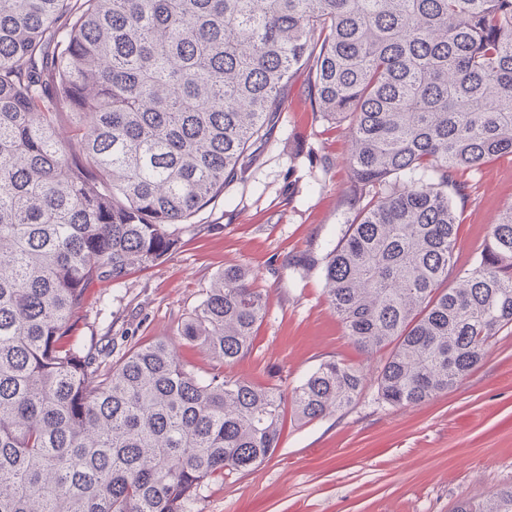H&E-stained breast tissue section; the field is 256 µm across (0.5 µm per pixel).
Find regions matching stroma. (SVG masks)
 <instances>
[{
    "instance_id": "1",
    "label": "stroma",
    "mask_w": 512,
    "mask_h": 512,
    "mask_svg": "<svg viewBox=\"0 0 512 512\" xmlns=\"http://www.w3.org/2000/svg\"><path fill=\"white\" fill-rule=\"evenodd\" d=\"M271 140L255 147L242 179L199 211L180 247L122 282L89 289L80 335L112 340V357L162 338L200 375L214 362L180 337L188 313L224 268L242 266L265 302L251 350L226 375L298 385L335 359L360 370L359 398L310 422L286 412L273 455L250 471L209 482L193 512H455L512 485V326L447 393L391 406L375 374L387 351L361 353L325 294L316 261L351 216L347 122L314 111L307 75L281 92ZM456 269L471 268L490 226L512 202V156L461 176Z\"/></svg>"
}]
</instances>
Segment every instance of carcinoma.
I'll list each match as a JSON object with an SVG mask.
<instances>
[{"instance_id": "cac0c4a2", "label": "carcinoma", "mask_w": 512, "mask_h": 512, "mask_svg": "<svg viewBox=\"0 0 512 512\" xmlns=\"http://www.w3.org/2000/svg\"><path fill=\"white\" fill-rule=\"evenodd\" d=\"M302 65L350 121L354 216L321 267L356 347L390 349L379 398L448 391L512 326V205L448 285L458 174L512 155V0H0V512H191L274 452L286 406L357 400L334 360L289 391L224 375L264 315L238 266L182 329L206 376L163 340L114 362L76 335L89 288L176 251L242 177ZM457 512H512V487Z\"/></svg>"}]
</instances>
